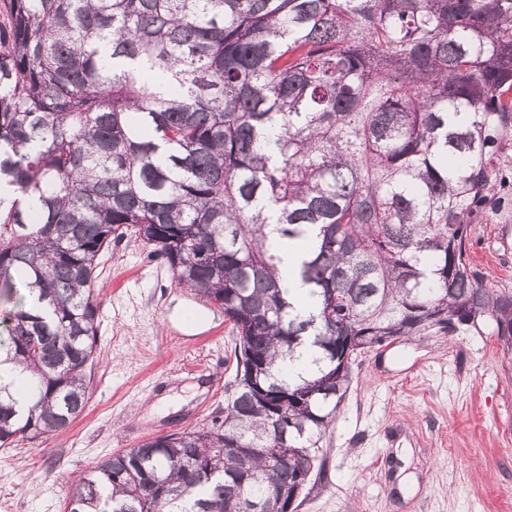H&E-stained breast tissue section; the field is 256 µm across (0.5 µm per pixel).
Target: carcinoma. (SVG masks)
<instances>
[{"label":"carcinoma","mask_w":512,"mask_h":512,"mask_svg":"<svg viewBox=\"0 0 512 512\" xmlns=\"http://www.w3.org/2000/svg\"><path fill=\"white\" fill-rule=\"evenodd\" d=\"M166 87L167 93L157 92ZM275 125V139L266 137ZM0 447L85 409L100 259L127 236L224 310L208 426L104 457L67 512H289L352 363L486 322L470 226L512 209V0H10L0 32ZM279 238H305L297 311Z\"/></svg>","instance_id":"obj_1"}]
</instances>
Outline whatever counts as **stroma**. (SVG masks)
<instances>
[{
  "label": "stroma",
  "mask_w": 512,
  "mask_h": 512,
  "mask_svg": "<svg viewBox=\"0 0 512 512\" xmlns=\"http://www.w3.org/2000/svg\"><path fill=\"white\" fill-rule=\"evenodd\" d=\"M469 244L485 284L512 291V211L472 225ZM102 267L89 401L65 430L0 448V512H64L76 476L210 424L234 388L223 311L133 238ZM319 454L324 473L296 512H512V352L486 323L362 355Z\"/></svg>",
  "instance_id": "35a3bbf8"
}]
</instances>
